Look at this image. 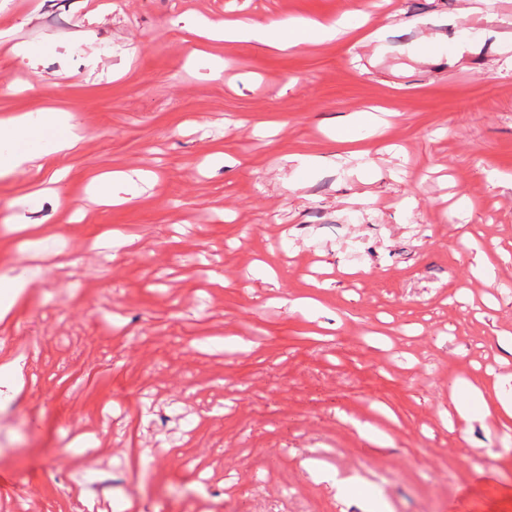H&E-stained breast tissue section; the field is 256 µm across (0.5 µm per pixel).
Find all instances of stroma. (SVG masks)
<instances>
[{
	"label": "stroma",
	"mask_w": 512,
	"mask_h": 512,
	"mask_svg": "<svg viewBox=\"0 0 512 512\" xmlns=\"http://www.w3.org/2000/svg\"><path fill=\"white\" fill-rule=\"evenodd\" d=\"M346 2L0 0V119L82 136L62 180L0 178V277L31 278L0 316V512H512L483 415L512 399V0H364L283 52L195 34ZM374 107L382 135L336 141ZM112 171L126 204L94 197ZM48 112L46 113L47 122L52 126H58L61 131L60 136L53 141L48 153L57 157L63 156L73 147V139L77 138L72 133V129L75 127L72 123L73 118L67 113H59L55 110H49Z\"/></svg>",
	"instance_id": "1"
}]
</instances>
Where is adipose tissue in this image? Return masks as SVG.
<instances>
[{
  "instance_id": "1",
  "label": "adipose tissue",
  "mask_w": 512,
  "mask_h": 512,
  "mask_svg": "<svg viewBox=\"0 0 512 512\" xmlns=\"http://www.w3.org/2000/svg\"><path fill=\"white\" fill-rule=\"evenodd\" d=\"M362 0H351L349 7L333 20L318 21L297 17L258 24L241 19L225 23L222 36L225 42H255L285 51L305 45L334 42L353 30V21L362 15ZM41 134L34 129L26 115L20 114L0 121V142L8 143V151L0 153V176H7L37 160L30 151L31 143L40 140Z\"/></svg>"
}]
</instances>
